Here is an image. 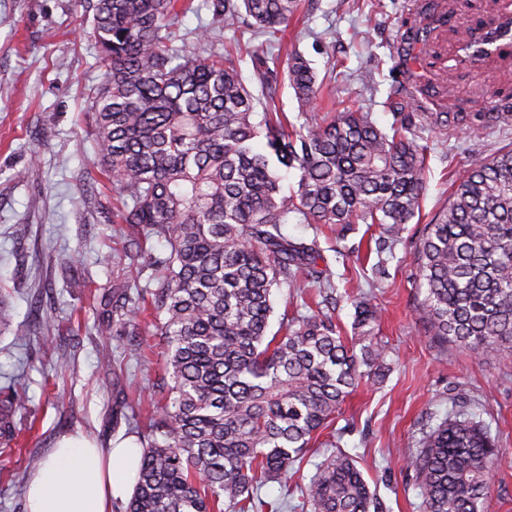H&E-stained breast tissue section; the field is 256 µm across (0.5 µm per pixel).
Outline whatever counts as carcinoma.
<instances>
[{
  "label": "carcinoma",
  "instance_id": "carcinoma-1",
  "mask_svg": "<svg viewBox=\"0 0 512 512\" xmlns=\"http://www.w3.org/2000/svg\"><path fill=\"white\" fill-rule=\"evenodd\" d=\"M301 0H92L91 37L105 69L90 89L101 170L115 193L112 222L166 242L145 255L126 240L129 264L152 271L140 289L112 290L98 324H131L150 296L163 367L170 378L143 436L133 496L125 512H283L261 489L288 483L345 399L389 370L378 341L377 308L359 295L346 343L321 305L336 293L317 241L282 226H380L393 239L415 217L424 190L427 147L406 123L379 128L347 107L328 118L304 113L288 132L276 114L279 58L252 55L260 94L243 81L221 33L250 18L274 42ZM207 10L201 31L181 16ZM302 107L317 100L315 71L298 53L286 62ZM262 111H257V108ZM429 123L463 124L458 112ZM298 172L283 191L280 170ZM420 322L430 339L478 358L512 355V149L474 163L453 184L445 209L425 225L414 254ZM298 298L323 288L307 315L283 317L268 336L282 286ZM20 396L0 387V442L16 434ZM328 446L299 486L296 512H384L356 460ZM499 449L476 416L451 411L406 458L421 512H486Z\"/></svg>",
  "mask_w": 512,
  "mask_h": 512
}]
</instances>
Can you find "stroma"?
Returning a JSON list of instances; mask_svg holds the SVG:
<instances>
[{"label": "stroma", "instance_id": "1", "mask_svg": "<svg viewBox=\"0 0 512 512\" xmlns=\"http://www.w3.org/2000/svg\"><path fill=\"white\" fill-rule=\"evenodd\" d=\"M507 0H301L283 44L327 81L335 102L353 99L390 129L391 93L402 88L411 131L427 145L418 215L400 239L378 250L375 231L345 235L300 223L289 237L318 240L338 289L365 293L381 313L379 336L394 369L361 386L342 407L340 448L376 476L387 512H420L405 468L409 452L466 396L501 450L487 512H512V357L478 359L432 342L417 311L415 249L425 224L447 207L452 182L473 161L512 148V125L479 114L512 109V63L456 59L459 32L479 28ZM85 0H0V295L10 328L0 329V387L20 382L19 427L35 423L24 453L0 452V512H25L32 475L25 458L49 460L58 440L84 434L103 448L137 440L150 425L148 403L166 393L160 365L144 367L139 344L160 343L147 322L103 336L97 324L116 285L137 278L112 224V186L95 165V123L86 101L104 69ZM437 58L405 66L419 28ZM333 44V56L322 52ZM427 112H463L473 123L442 129Z\"/></svg>", "mask_w": 512, "mask_h": 512}]
</instances>
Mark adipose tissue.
Masks as SVG:
<instances>
[{"label": "adipose tissue", "instance_id": "adipose-tissue-1", "mask_svg": "<svg viewBox=\"0 0 512 512\" xmlns=\"http://www.w3.org/2000/svg\"><path fill=\"white\" fill-rule=\"evenodd\" d=\"M140 448L103 450L79 436L63 438L34 474L26 512H112V501L135 487Z\"/></svg>", "mask_w": 512, "mask_h": 512}]
</instances>
